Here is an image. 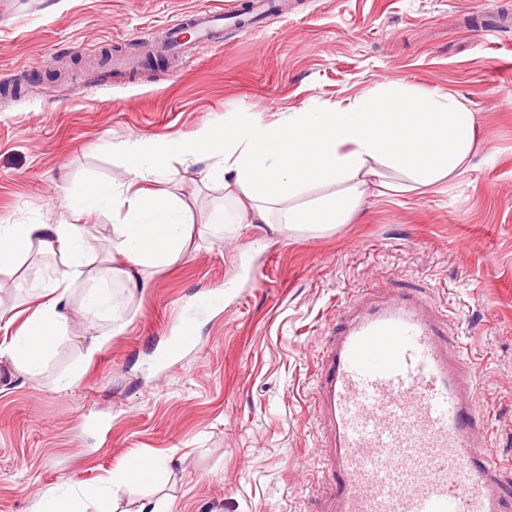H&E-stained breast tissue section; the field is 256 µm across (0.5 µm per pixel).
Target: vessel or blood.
Instances as JSON below:
<instances>
[{"mask_svg":"<svg viewBox=\"0 0 512 512\" xmlns=\"http://www.w3.org/2000/svg\"><path fill=\"white\" fill-rule=\"evenodd\" d=\"M187 24L197 41L223 44L220 10L173 21L164 43L179 48ZM322 364L327 512H502L467 357L424 298L387 292L350 308Z\"/></svg>","mask_w":512,"mask_h":512,"instance_id":"obj_1","label":"vessel or blood"}]
</instances>
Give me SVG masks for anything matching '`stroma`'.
<instances>
[{
	"label": "stroma",
	"instance_id": "35a3bbf8",
	"mask_svg": "<svg viewBox=\"0 0 512 512\" xmlns=\"http://www.w3.org/2000/svg\"><path fill=\"white\" fill-rule=\"evenodd\" d=\"M251 2L0 0V223L67 221L69 193L126 182L115 143L346 105L390 81L475 112L471 163L419 192L370 194L320 236L213 232L222 180L172 164L163 187L190 200L197 247L145 291L120 290L122 332L75 322L41 373L0 364V512H32L63 481L97 484L135 459L157 475L115 486V512H325L320 352L350 301L397 288L422 293L469 349L512 512V28L476 21L484 0H285L218 48L195 42L172 58L148 38L180 13ZM62 268L34 252L1 271L0 315L21 326L31 286ZM207 291L223 307L198 314L195 350L160 365ZM76 364L79 378L57 390Z\"/></svg>",
	"mask_w": 512,
	"mask_h": 512
}]
</instances>
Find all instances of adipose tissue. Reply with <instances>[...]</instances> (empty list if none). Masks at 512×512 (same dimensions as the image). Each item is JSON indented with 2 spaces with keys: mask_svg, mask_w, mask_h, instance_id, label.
<instances>
[{
  "mask_svg": "<svg viewBox=\"0 0 512 512\" xmlns=\"http://www.w3.org/2000/svg\"><path fill=\"white\" fill-rule=\"evenodd\" d=\"M476 115L457 98L414 94L394 82L364 92L348 106L280 113L271 122L254 116L200 127L193 136L139 137L118 147L127 157L123 184L94 183L74 193L73 215L108 212L114 218L112 274L126 288H148L153 270L180 262L192 237L189 208L179 196L153 191L171 163L210 162L224 182L225 205L209 215L212 228L263 224L323 233L350 223L381 169L401 174L395 191L409 193L465 170L475 149ZM61 255L64 269L43 287L14 334L0 337V361L37 374L68 334V290L92 260L86 225L0 224V269L31 249ZM67 483L42 496L34 512H87L109 499L115 481Z\"/></svg>",
  "mask_w": 512,
  "mask_h": 512,
  "instance_id": "ef3b65f1",
  "label": "adipose tissue"
}]
</instances>
